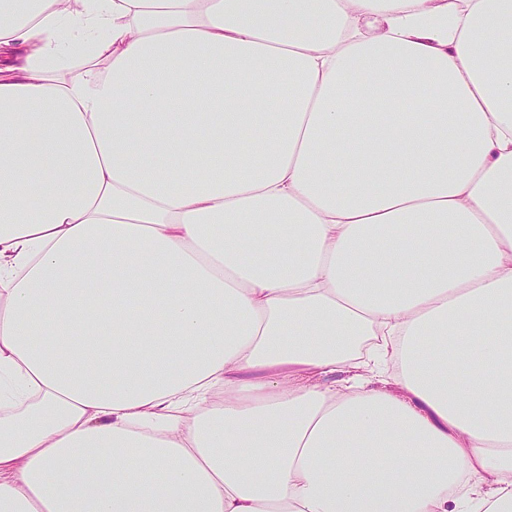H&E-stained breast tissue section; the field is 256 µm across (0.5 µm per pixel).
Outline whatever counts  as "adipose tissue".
<instances>
[{
	"mask_svg": "<svg viewBox=\"0 0 512 512\" xmlns=\"http://www.w3.org/2000/svg\"><path fill=\"white\" fill-rule=\"evenodd\" d=\"M0 512H512V0H0Z\"/></svg>",
	"mask_w": 512,
	"mask_h": 512,
	"instance_id": "ef3b65f1",
	"label": "adipose tissue"
}]
</instances>
